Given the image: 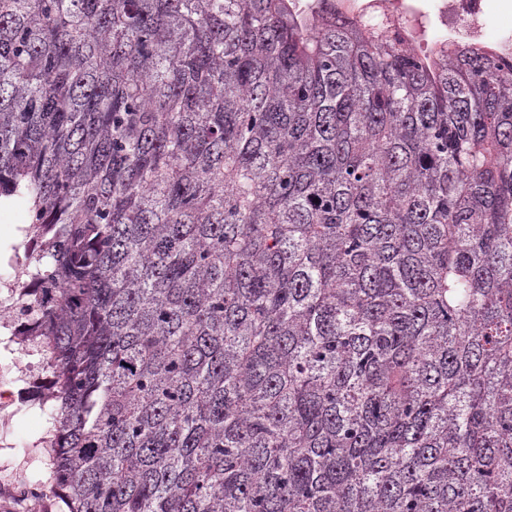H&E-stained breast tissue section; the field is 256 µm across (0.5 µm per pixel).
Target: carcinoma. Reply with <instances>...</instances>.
<instances>
[{"label": "carcinoma", "mask_w": 512, "mask_h": 512, "mask_svg": "<svg viewBox=\"0 0 512 512\" xmlns=\"http://www.w3.org/2000/svg\"><path fill=\"white\" fill-rule=\"evenodd\" d=\"M294 2L0 0L66 512H512V64Z\"/></svg>", "instance_id": "cac0c4a2"}]
</instances>
